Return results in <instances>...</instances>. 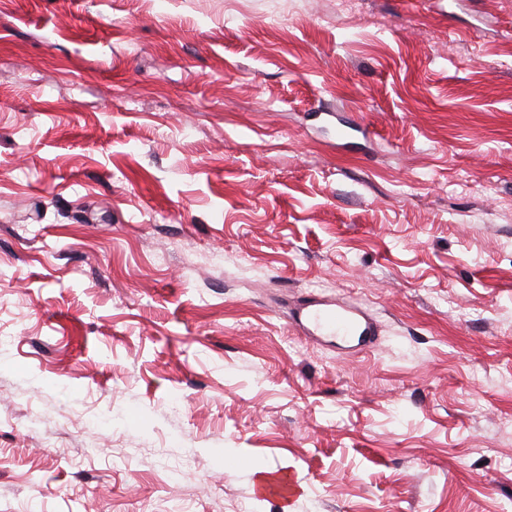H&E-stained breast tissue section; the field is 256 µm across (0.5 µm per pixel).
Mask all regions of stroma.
<instances>
[{
    "label": "stroma",
    "mask_w": 512,
    "mask_h": 512,
    "mask_svg": "<svg viewBox=\"0 0 512 512\" xmlns=\"http://www.w3.org/2000/svg\"><path fill=\"white\" fill-rule=\"evenodd\" d=\"M357 3L0 0V512H512V0ZM298 314L309 330L323 336H331L342 341L355 337H364L366 340L368 336H374L369 319L360 310L343 307L335 310L320 307L314 302ZM255 490L261 495L278 498L284 505L299 493L292 474L282 470L262 473Z\"/></svg>",
    "instance_id": "stroma-1"
}]
</instances>
